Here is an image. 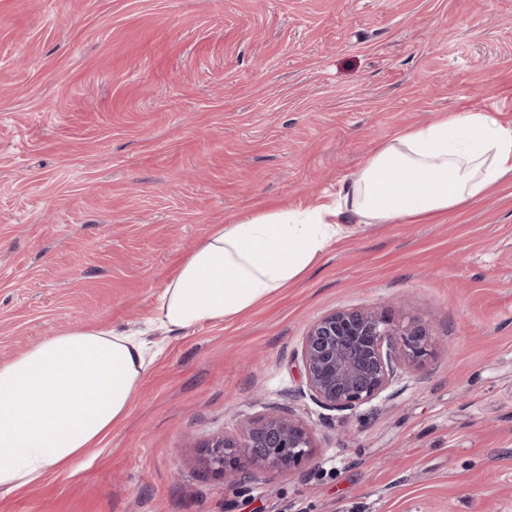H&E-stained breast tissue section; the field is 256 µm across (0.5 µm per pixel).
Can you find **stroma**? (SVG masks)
<instances>
[{
  "mask_svg": "<svg viewBox=\"0 0 512 512\" xmlns=\"http://www.w3.org/2000/svg\"><path fill=\"white\" fill-rule=\"evenodd\" d=\"M512 126V0H0V363L78 324L144 331L123 422L0 512H512V175L420 224H362L252 310L147 329L218 224L335 193L399 131ZM442 344L355 411L303 392L342 307ZM285 405L309 459L247 486L201 446Z\"/></svg>",
  "mask_w": 512,
  "mask_h": 512,
  "instance_id": "obj_1",
  "label": "stroma"
}]
</instances>
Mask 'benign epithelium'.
I'll list each match as a JSON object with an SVG mask.
<instances>
[{
	"instance_id": "benign-epithelium-1",
	"label": "benign epithelium",
	"mask_w": 512,
	"mask_h": 512,
	"mask_svg": "<svg viewBox=\"0 0 512 512\" xmlns=\"http://www.w3.org/2000/svg\"><path fill=\"white\" fill-rule=\"evenodd\" d=\"M438 343L413 319L403 326L375 307L335 310L311 323L303 337L307 392L326 409L354 411L382 396L400 364L424 361ZM313 448L312 430L280 407L204 444L199 463L215 477L245 485L269 471H291Z\"/></svg>"
}]
</instances>
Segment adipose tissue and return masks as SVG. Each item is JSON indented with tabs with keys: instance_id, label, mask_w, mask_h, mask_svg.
Here are the masks:
<instances>
[{
	"instance_id": "adipose-tissue-1",
	"label": "adipose tissue",
	"mask_w": 512,
	"mask_h": 512,
	"mask_svg": "<svg viewBox=\"0 0 512 512\" xmlns=\"http://www.w3.org/2000/svg\"><path fill=\"white\" fill-rule=\"evenodd\" d=\"M512 173V126L463 108L377 147L336 194L216 225L158 297L154 320L183 330L234 318L306 273L342 232L415 223L482 199ZM150 359L134 335L78 325L0 364V497L82 459L128 414Z\"/></svg>"
}]
</instances>
